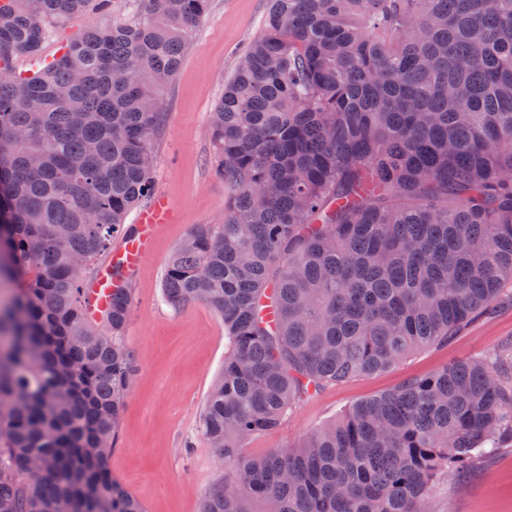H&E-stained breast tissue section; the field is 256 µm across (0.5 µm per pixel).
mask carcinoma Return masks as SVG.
<instances>
[{
  "mask_svg": "<svg viewBox=\"0 0 512 512\" xmlns=\"http://www.w3.org/2000/svg\"><path fill=\"white\" fill-rule=\"evenodd\" d=\"M0 4V512H144L108 460L135 371L131 289L89 317L85 269L154 188L153 142L210 0ZM224 223L163 293L224 321L200 414L229 466L202 512H429L512 445V343L245 453L325 387L445 346L512 286V0H269L210 120ZM98 17L99 15L90 13L83 18L61 22L57 25L52 37L43 43L41 55L45 58H53L64 41L75 37L87 24L96 21Z\"/></svg>",
  "mask_w": 512,
  "mask_h": 512,
  "instance_id": "1",
  "label": "carcinoma"
}]
</instances>
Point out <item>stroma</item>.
Listing matches in <instances>:
<instances>
[{
  "mask_svg": "<svg viewBox=\"0 0 512 512\" xmlns=\"http://www.w3.org/2000/svg\"><path fill=\"white\" fill-rule=\"evenodd\" d=\"M267 0H212L182 65L164 92V126L155 143L154 180L173 212L149 255L126 275L133 297L126 339L136 372L109 459L114 478L146 512H200L225 464L199 431V417L224 366V323L210 307L175 308L162 291L165 266L197 224L224 220L227 191L214 173L210 117L241 54L260 34ZM512 341V302L473 322L447 347L416 353L393 369L330 386L306 400L276 431L250 441L260 453L294 444L354 403ZM431 512H512V448L470 473L441 480Z\"/></svg>",
  "mask_w": 512,
  "mask_h": 512,
  "instance_id": "35a3bbf8",
  "label": "stroma"
}]
</instances>
